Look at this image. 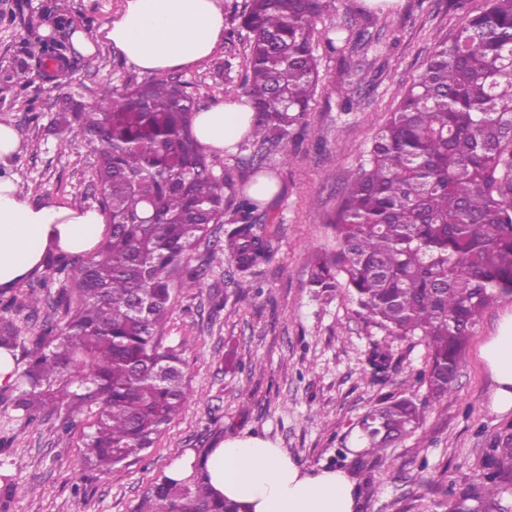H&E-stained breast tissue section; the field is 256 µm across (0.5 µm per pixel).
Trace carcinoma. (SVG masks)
Here are the masks:
<instances>
[{
	"mask_svg": "<svg viewBox=\"0 0 512 512\" xmlns=\"http://www.w3.org/2000/svg\"><path fill=\"white\" fill-rule=\"evenodd\" d=\"M322 9V0H249L237 15L248 33L242 89L253 129L262 144L282 147L285 162L288 137L322 82L313 48ZM65 51L44 46L36 66L52 62L61 73ZM363 81L359 69L325 88L352 111ZM194 112V98L172 78L116 88L90 109L67 98L58 112L69 130L62 149L96 148L92 180L109 232L76 266L71 254L46 250L43 267L71 266L73 282L54 300L63 325L46 321L29 337L11 403L28 422L46 408L96 406L82 460L100 472L153 447L191 396L178 350L162 346L159 333L174 292L203 286L190 261L210 225L226 228L208 265L233 262L247 275L273 256L258 201L237 192L230 172L214 174L192 130ZM328 223L335 246L313 259L310 286L319 295L345 291L371 322L427 350L417 378L425 399L383 396L360 421L362 456L377 457L417 432L427 403L448 397L479 316L512 296V0H489L434 49ZM16 304L0 288V349L10 352L23 339L5 317ZM366 361L371 375H384L394 354L375 344ZM193 468L183 479L163 476L140 512H241L214 498ZM15 491L12 476L0 473V512H9ZM510 497L505 436L483 472L449 492L448 512H512Z\"/></svg>",
	"mask_w": 512,
	"mask_h": 512,
	"instance_id": "obj_1",
	"label": "carcinoma"
}]
</instances>
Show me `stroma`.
Wrapping results in <instances>:
<instances>
[{
	"instance_id": "obj_1",
	"label": "stroma",
	"mask_w": 512,
	"mask_h": 512,
	"mask_svg": "<svg viewBox=\"0 0 512 512\" xmlns=\"http://www.w3.org/2000/svg\"><path fill=\"white\" fill-rule=\"evenodd\" d=\"M247 0H220L227 34L212 57L172 71L199 105L241 94L248 68L247 33L235 9ZM121 0H0V121L21 140L10 171L29 202L97 208L92 171L98 156L87 145L61 151L55 122L60 98L93 107L114 88L147 83L153 76L107 45L84 56L68 50L66 77L33 75L26 86L5 82L16 60L38 51L45 39L70 41L73 29L96 32L111 21ZM488 0H326L313 37L327 80L363 66L362 105L317 91L288 149L261 151L247 134L234 152L207 151L216 176L232 171L238 182L259 176L277 190L259 205L274 237L275 255L238 287L232 264L205 265L224 227L212 225L193 252L202 271L198 292L177 293L162 344L178 348L193 393L153 448L101 474L79 451L87 411H49L18 420L10 391L0 389V461L18 488L10 512H139L149 488L186 450L204 454L221 442L258 435L283 448L303 469H341L356 487L355 512H446V493L474 479L486 448L512 433V410L492 405L493 382L481 356L483 344L512 313V296L499 299L477 322L460 359L455 386L429 406L422 429L385 449L381 460L358 454L357 422L386 394L420 391L417 373L426 349L373 326L342 292L315 294L308 284L312 258L329 249L326 217L342 200L401 93L424 68L434 48L453 36L463 15L484 11ZM344 28L345 55L328 52L326 37ZM230 70H223L224 61ZM391 348L397 363L386 383L366 374L372 344Z\"/></svg>"
}]
</instances>
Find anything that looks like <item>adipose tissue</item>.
<instances>
[{
    "mask_svg": "<svg viewBox=\"0 0 512 512\" xmlns=\"http://www.w3.org/2000/svg\"><path fill=\"white\" fill-rule=\"evenodd\" d=\"M102 40L139 69L163 73L207 60L224 35L219 0H124ZM254 111L247 97L219 99L192 118L200 144L232 147L250 130ZM107 231L94 209L40 206L19 191L13 176L0 175V287L9 288L42 268L49 245L71 254L91 251ZM495 387L493 405L512 409V314L481 348ZM212 493L244 512H354V485L339 470L303 471L271 441L250 435L222 442L204 457Z\"/></svg>",
    "mask_w": 512,
    "mask_h": 512,
    "instance_id": "obj_1",
    "label": "adipose tissue"
}]
</instances>
